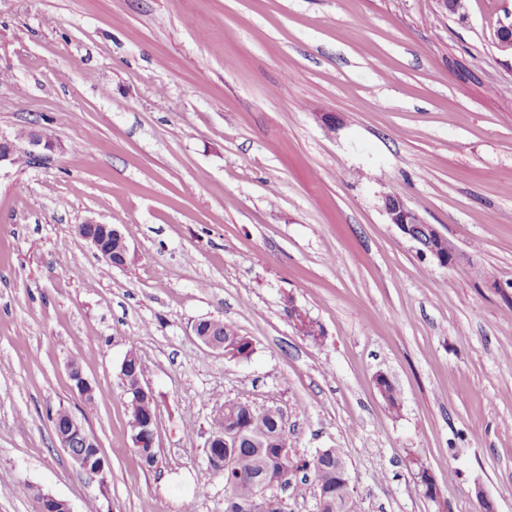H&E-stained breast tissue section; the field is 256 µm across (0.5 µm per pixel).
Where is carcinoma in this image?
Returning <instances> with one entry per match:
<instances>
[{
    "instance_id": "1",
    "label": "carcinoma",
    "mask_w": 512,
    "mask_h": 512,
    "mask_svg": "<svg viewBox=\"0 0 512 512\" xmlns=\"http://www.w3.org/2000/svg\"><path fill=\"white\" fill-rule=\"evenodd\" d=\"M216 340L224 342L229 357L253 350L252 341L239 333L232 324L222 319L212 320ZM234 412H224V421L209 424L211 433L216 437L224 436L225 422L234 420L242 430V435L235 448H217L219 457H229L224 467H209L214 474H221L224 479V512H244L241 505L250 502L259 480L272 477L282 478L281 487L293 485L298 495L306 493L307 479L292 482L293 472L304 467L310 470L313 482L319 488L330 493L326 499L325 512H336V502L344 505L346 512H359L358 500L350 487L340 482L338 461L342 456L334 448L317 451L318 464L306 461L297 465L290 455L288 435L281 427L280 410L266 407L257 409L243 401L226 400Z\"/></svg>"
}]
</instances>
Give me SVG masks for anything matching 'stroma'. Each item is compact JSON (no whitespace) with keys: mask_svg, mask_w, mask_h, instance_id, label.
Returning <instances> with one entry per match:
<instances>
[{"mask_svg":"<svg viewBox=\"0 0 512 512\" xmlns=\"http://www.w3.org/2000/svg\"><path fill=\"white\" fill-rule=\"evenodd\" d=\"M466 4L0 0V138L36 124L58 143L0 169V512H35L24 484L73 512H224L203 448L218 395L278 407L293 457L337 449L361 512H512V55L495 38L512 0ZM387 193L464 261L421 256ZM90 219L125 226L131 264L77 234ZM213 318L249 358L194 335ZM131 350L157 402L152 469L119 377ZM59 406L105 481L58 448ZM211 320L214 326V333L218 336H212L214 339L218 341L224 342V354L228 353L229 358H234L235 351L238 354L243 353L246 350L248 351V356H250L253 352V343L252 341L239 333V330L232 324L224 322L223 319H207ZM226 349V347H229Z\"/></svg>","mask_w":512,"mask_h":512,"instance_id":"stroma-1","label":"stroma"}]
</instances>
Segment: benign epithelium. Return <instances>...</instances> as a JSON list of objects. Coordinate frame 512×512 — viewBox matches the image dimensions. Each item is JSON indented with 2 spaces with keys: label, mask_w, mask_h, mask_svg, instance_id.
Returning <instances> with one entry per match:
<instances>
[{
  "label": "benign epithelium",
  "mask_w": 512,
  "mask_h": 512,
  "mask_svg": "<svg viewBox=\"0 0 512 512\" xmlns=\"http://www.w3.org/2000/svg\"><path fill=\"white\" fill-rule=\"evenodd\" d=\"M25 148L10 139L0 140V167L14 166L18 157L24 156L30 160L44 156L46 151H54L57 144L37 125L28 128L25 138L22 140ZM383 208L389 223L399 233L416 246L417 251L423 256H431L442 266H455L464 260L457 248L448 240L434 224L426 223L418 212L402 200L397 194L387 193L383 197ZM78 235L86 240L101 257L114 267L123 268L133 261L130 253L127 237L122 228L112 226V236L118 239L116 248L109 250L103 246L100 236L95 231L86 229L81 224L77 228ZM153 397V393L144 384H139L133 394L132 401L126 403L132 410L130 420L131 439L134 447L146 448L149 452H155L157 437V421L151 414L138 412L139 401H147ZM95 437L87 429L85 422L69 414L64 430L58 433V443L73 460V462L86 474L93 476L95 472L89 469L88 461L83 453H77L74 448L81 445L85 448L93 445ZM259 507L263 512H284L282 499L274 492H265L259 495ZM37 512H72L68 501L58 498L50 493L41 496L37 502Z\"/></svg>",
  "instance_id": "1"
}]
</instances>
